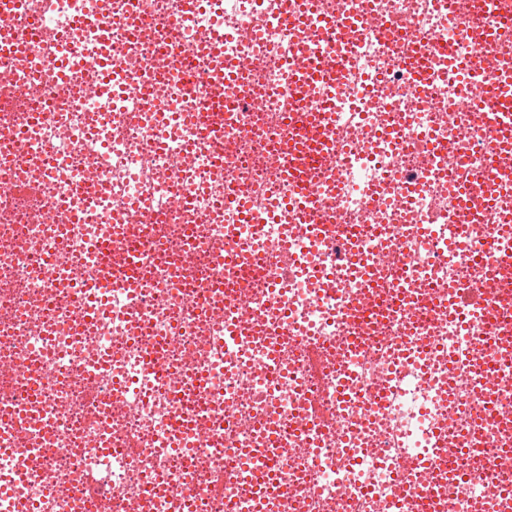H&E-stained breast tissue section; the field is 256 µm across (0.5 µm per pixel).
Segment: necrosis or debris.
<instances>
[{"label": "necrosis or debris", "mask_w": 512, "mask_h": 512, "mask_svg": "<svg viewBox=\"0 0 512 512\" xmlns=\"http://www.w3.org/2000/svg\"><path fill=\"white\" fill-rule=\"evenodd\" d=\"M505 16L26 0L0 25V512H512V274L485 260L512 155L467 69L481 33L512 75ZM336 63L312 212L354 234L312 239L278 148L291 77ZM206 107L218 151L181 119Z\"/></svg>", "instance_id": "4bbe7bcc"}]
</instances>
